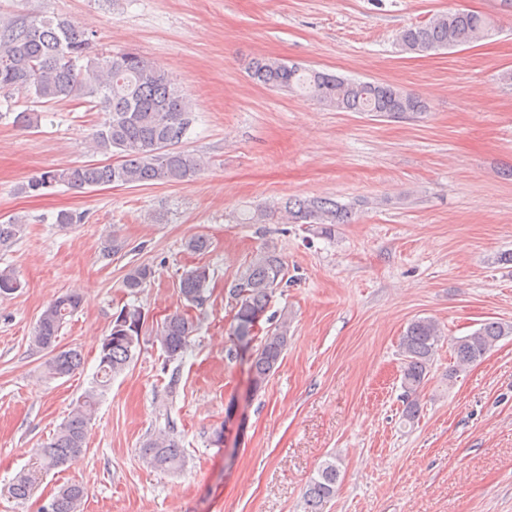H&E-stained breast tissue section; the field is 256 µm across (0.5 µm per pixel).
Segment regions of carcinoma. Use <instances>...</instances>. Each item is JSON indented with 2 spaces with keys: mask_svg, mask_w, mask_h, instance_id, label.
<instances>
[{
  "mask_svg": "<svg viewBox=\"0 0 512 512\" xmlns=\"http://www.w3.org/2000/svg\"><path fill=\"white\" fill-rule=\"evenodd\" d=\"M493 32V25L484 15L457 10L403 28L397 41L406 52L427 53L474 44ZM250 72L253 80L263 86L295 90L340 111L401 118L426 109L419 96L391 84L354 80L276 59H257ZM0 90H21L37 104L89 98L106 112L94 143L98 152L116 157L115 161L44 171L20 187L24 193L58 185L83 192L107 186L177 184L192 180L204 167L201 159L177 148L192 124L190 97L174 86L163 69L138 53L94 52L92 34L71 20L42 15L21 19L0 16ZM284 210L292 223L314 224L317 233L325 237L336 232V225L353 220V211L331 198L290 199ZM25 224L22 216L0 223V251L16 244ZM213 276L207 265L183 272L179 295L187 306L205 305ZM151 277L150 267L134 266L126 273L123 288L135 296ZM284 278L281 254L276 246L266 243L228 285L226 294L235 302L230 334L237 342L247 345L253 341L256 323L265 316ZM20 288L15 269L0 267V296L11 295ZM80 307V295L69 292L49 303L38 318L32 342L50 353L46 369L52 378L69 376L83 363L78 349H57L63 325ZM144 324L141 306L130 303L121 307L108 330L109 349L99 352L91 385L50 441L39 449L38 471L22 472L14 478L8 489L13 498L29 497L37 472L62 468L83 454L88 427L101 399L112 379L130 367L141 348ZM288 329L285 312L256 348L249 367L254 390L262 389L281 361L288 345ZM196 330L197 323L187 314H169L158 329V341L166 358L171 361L183 357ZM511 335V322L486 321L473 332L452 339L449 348L455 369L482 361L498 341ZM441 341V329L430 318L412 320L400 337L403 417L408 422L418 418L417 395L428 381ZM138 452L142 461L154 469L178 471L183 466V449L163 431L142 441ZM340 482L339 459L333 456L310 477L303 495L304 512H325ZM85 496L81 483L70 482L53 496L52 512H83Z\"/></svg>",
  "mask_w": 512,
  "mask_h": 512,
  "instance_id": "obj_1",
  "label": "carcinoma"
}]
</instances>
